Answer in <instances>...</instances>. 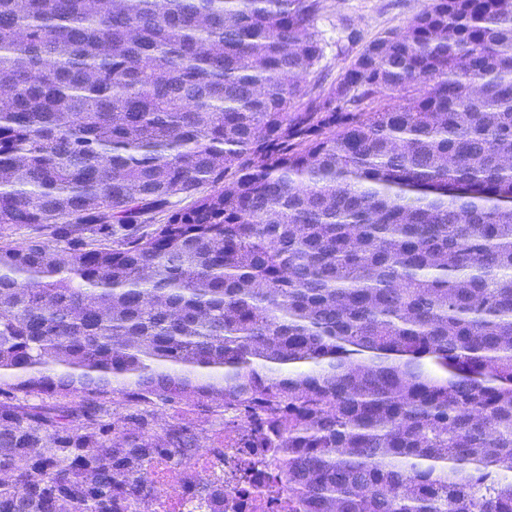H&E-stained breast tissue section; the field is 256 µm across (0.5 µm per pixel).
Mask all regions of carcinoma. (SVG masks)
<instances>
[{
	"label": "carcinoma",
	"instance_id": "obj_1",
	"mask_svg": "<svg viewBox=\"0 0 512 512\" xmlns=\"http://www.w3.org/2000/svg\"><path fill=\"white\" fill-rule=\"evenodd\" d=\"M324 2L0 0V512H512V0ZM427 1L325 0L316 30L325 46L322 65L329 79L338 77L366 42L390 29L404 28ZM243 453H248L251 460L250 477L254 493L239 491L231 476L233 461ZM269 471L262 448H224V512H262L256 503L268 489Z\"/></svg>",
	"mask_w": 512,
	"mask_h": 512
}]
</instances>
